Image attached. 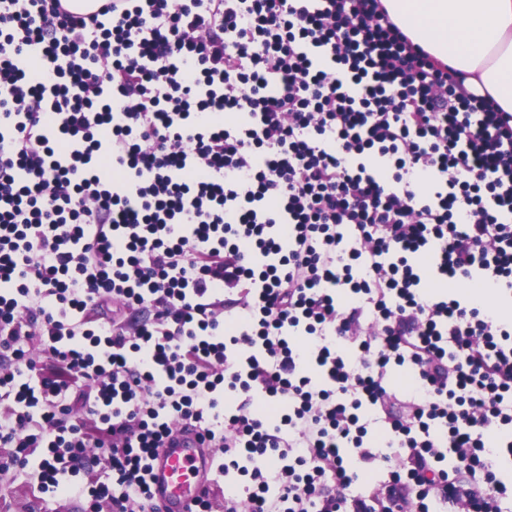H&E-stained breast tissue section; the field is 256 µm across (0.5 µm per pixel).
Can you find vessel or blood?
<instances>
[{
  "label": "vessel or blood",
  "mask_w": 512,
  "mask_h": 512,
  "mask_svg": "<svg viewBox=\"0 0 512 512\" xmlns=\"http://www.w3.org/2000/svg\"><path fill=\"white\" fill-rule=\"evenodd\" d=\"M212 457L196 434L167 439L151 460L148 495L164 512H195V505L210 489Z\"/></svg>",
  "instance_id": "b4317fda"
}]
</instances>
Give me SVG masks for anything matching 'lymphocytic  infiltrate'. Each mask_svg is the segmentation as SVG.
<instances>
[{
    "label": "lymphocytic infiltrate",
    "instance_id": "1",
    "mask_svg": "<svg viewBox=\"0 0 512 512\" xmlns=\"http://www.w3.org/2000/svg\"><path fill=\"white\" fill-rule=\"evenodd\" d=\"M420 254L512 290V113L381 0H0V447L42 449V489L92 445L111 477L89 495L127 512L186 422L224 451L213 477L253 461L224 512H503L485 434L512 458V321L426 294ZM77 385L95 429L69 420ZM344 446L378 473L364 494Z\"/></svg>",
    "mask_w": 512,
    "mask_h": 512
}]
</instances>
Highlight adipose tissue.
<instances>
[{
	"label": "adipose tissue",
	"instance_id": "1",
	"mask_svg": "<svg viewBox=\"0 0 512 512\" xmlns=\"http://www.w3.org/2000/svg\"><path fill=\"white\" fill-rule=\"evenodd\" d=\"M414 44L512 113V0H381Z\"/></svg>",
	"mask_w": 512,
	"mask_h": 512
}]
</instances>
